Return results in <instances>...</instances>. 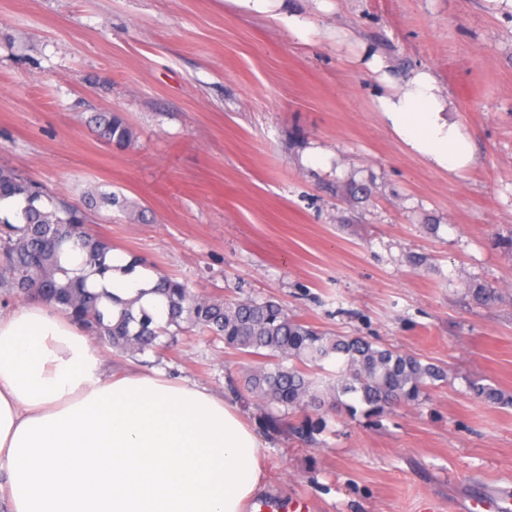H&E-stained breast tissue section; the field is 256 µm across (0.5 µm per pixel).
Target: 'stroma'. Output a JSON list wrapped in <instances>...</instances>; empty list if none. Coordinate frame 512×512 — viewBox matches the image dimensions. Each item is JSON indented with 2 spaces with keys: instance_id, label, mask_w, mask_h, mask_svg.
<instances>
[{
  "instance_id": "stroma-1",
  "label": "stroma",
  "mask_w": 512,
  "mask_h": 512,
  "mask_svg": "<svg viewBox=\"0 0 512 512\" xmlns=\"http://www.w3.org/2000/svg\"><path fill=\"white\" fill-rule=\"evenodd\" d=\"M318 27L302 43L234 0H0V164L90 211L114 252L197 293L272 297L290 315L443 366L447 383L375 417L325 406L318 445L268 427L265 501L309 512H466L512 490V8L504 0H285ZM348 38L335 46L326 31ZM434 75L474 162L411 153L374 104L362 62ZM120 113L118 147L89 120ZM493 286L481 303L474 289ZM216 393L251 360L193 331L162 355L102 345ZM500 389L477 399L471 381Z\"/></svg>"
}]
</instances>
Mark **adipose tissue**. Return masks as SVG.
I'll use <instances>...</instances> for the list:
<instances>
[{
    "instance_id": "adipose-tissue-1",
    "label": "adipose tissue",
    "mask_w": 512,
    "mask_h": 512,
    "mask_svg": "<svg viewBox=\"0 0 512 512\" xmlns=\"http://www.w3.org/2000/svg\"><path fill=\"white\" fill-rule=\"evenodd\" d=\"M367 66L386 86L378 112L412 153L451 173L473 161L430 72L397 84L380 55ZM111 264L90 283L164 319L155 276ZM262 446L237 407L204 386L106 375L60 307L35 300L0 316V491L9 512H244L264 488Z\"/></svg>"
}]
</instances>
